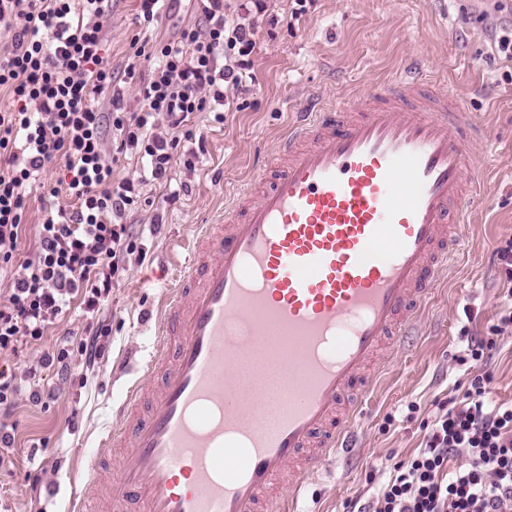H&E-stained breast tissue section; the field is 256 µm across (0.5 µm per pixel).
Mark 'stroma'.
Listing matches in <instances>:
<instances>
[{
	"label": "stroma",
	"mask_w": 512,
	"mask_h": 512,
	"mask_svg": "<svg viewBox=\"0 0 512 512\" xmlns=\"http://www.w3.org/2000/svg\"><path fill=\"white\" fill-rule=\"evenodd\" d=\"M197 7L196 0H176L158 26L146 28L137 19L138 0H113L106 60L119 73L135 67L127 111H140L136 84L151 69L148 61H130L132 37L174 38ZM294 8V0H224L227 24L253 33L248 92L226 90L223 101L191 115L192 136L174 149L168 183L141 186L120 218L132 227L135 249L99 309L73 303L48 336L0 356V367L11 369L21 387L10 418L15 443L0 450V512H74L73 489L87 460L100 453L128 386L151 379L144 361L154 338L145 316L174 287L194 226L223 213L226 197L258 174L295 113L386 82L411 63L434 73L440 90L454 88L485 124L486 141L472 148L482 201L465 228L468 249L439 283L420 334L407 338L374 388L358 424L360 448L307 483L299 512H345L348 500L376 493L420 448L439 401L449 389H467L468 370L457 358L468 336L494 335L492 399L512 401V327L491 331L504 302L494 251L512 238V62L494 46L504 13L492 0H307L302 13ZM174 190L180 199L172 204ZM100 327L108 331L100 358L74 351L65 372L38 369L63 337L77 340Z\"/></svg>",
	"instance_id": "35a3bbf8"
}]
</instances>
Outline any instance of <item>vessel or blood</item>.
<instances>
[{
	"instance_id": "b4317fda",
	"label": "vessel or blood",
	"mask_w": 512,
	"mask_h": 512,
	"mask_svg": "<svg viewBox=\"0 0 512 512\" xmlns=\"http://www.w3.org/2000/svg\"><path fill=\"white\" fill-rule=\"evenodd\" d=\"M484 133L405 71L289 125L198 225L155 323L158 388L134 381L104 440L129 461H89L79 512H296L468 247Z\"/></svg>"
}]
</instances>
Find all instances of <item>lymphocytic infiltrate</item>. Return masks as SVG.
<instances>
[{
  "label": "lymphocytic infiltrate",
  "instance_id": "lymphocytic-infiltrate-1",
  "mask_svg": "<svg viewBox=\"0 0 512 512\" xmlns=\"http://www.w3.org/2000/svg\"><path fill=\"white\" fill-rule=\"evenodd\" d=\"M109 0H0V88L13 98L0 111V274L10 278L0 304V355L20 342L39 341L75 300L97 306L112 286L123 254L135 242L115 213L137 199L134 181H112V155L138 151L147 173L168 179L173 142L156 131L157 118L172 130L189 115L222 99L225 85L245 92L231 66L219 58L246 56L253 40L242 27L227 28L224 0H198L199 17L173 41L133 37L132 57L157 63L140 84L141 111L126 114L124 96L104 63V23ZM110 94L112 116L95 100ZM119 138L103 150V123ZM61 168L58 183L69 204H50L35 230L34 259L15 264L26 228L29 194L40 174ZM496 342H468L477 369L465 404L456 395L440 402L424 446L398 464L394 476L365 504L349 512H512V403L487 406L493 375L486 368Z\"/></svg>",
  "mask_w": 512,
  "mask_h": 512
}]
</instances>
